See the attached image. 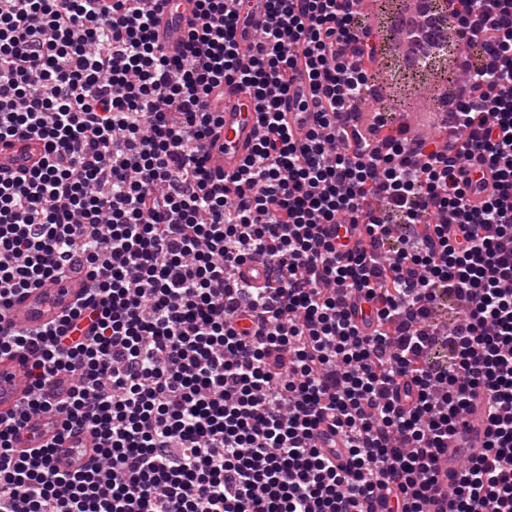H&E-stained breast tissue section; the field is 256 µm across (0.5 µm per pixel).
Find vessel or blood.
Masks as SVG:
<instances>
[{"label":"vessel or blood","mask_w":512,"mask_h":512,"mask_svg":"<svg viewBox=\"0 0 512 512\" xmlns=\"http://www.w3.org/2000/svg\"><path fill=\"white\" fill-rule=\"evenodd\" d=\"M194 0H171L156 14L155 33L158 43L169 53L178 52L186 38V30L194 14ZM266 13V0H245L240 11L236 41L241 50H248L257 36L256 25ZM311 91L305 70L293 75L288 99L283 107L288 119L296 115L312 118V111H300L299 101L310 100ZM209 107L223 116L207 147L206 166L213 176L235 173L263 134L253 103L246 94L231 95L223 87L213 89ZM41 141L11 139L0 142V168L32 167L43 155ZM87 285L84 276L76 275L33 288L12 299L8 315L0 325L16 330H34L68 312L81 297ZM29 392V380L22 359L0 356V414L14 412ZM487 428L484 405H476L466 417L465 427L448 440V461L445 472L452 473L463 455L481 450ZM60 424L51 414L31 416L14 439L16 450L34 444H55L52 464L61 472L81 469L93 455L87 433L75 432L67 438L59 436Z\"/></svg>","instance_id":"obj_1"}]
</instances>
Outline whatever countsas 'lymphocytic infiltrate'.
I'll use <instances>...</instances> for the list:
<instances>
[{"label":"lymphocytic infiltrate","instance_id":"obj_1","mask_svg":"<svg viewBox=\"0 0 512 512\" xmlns=\"http://www.w3.org/2000/svg\"><path fill=\"white\" fill-rule=\"evenodd\" d=\"M195 2L171 56L144 0H0V141L44 144L0 171V310L88 281L53 325L0 328L31 383L0 418V512H433L480 395L486 440L452 512H512V0H399L382 23L365 0H267L246 62L236 0ZM438 27L459 53L433 135L381 108L361 127L389 93L372 65L391 35L410 69ZM300 64L315 118L294 128L280 105ZM219 84L250 89L266 134L215 180ZM488 170L495 192L473 205ZM340 224L372 250H340ZM403 224L424 232L408 242ZM248 259L265 285L236 278ZM447 296L465 311L443 335L430 317ZM351 298L373 304L371 333ZM33 413L90 431L97 457L61 473L50 446L16 453ZM324 422L346 465L318 448Z\"/></svg>","mask_w":512,"mask_h":512}]
</instances>
